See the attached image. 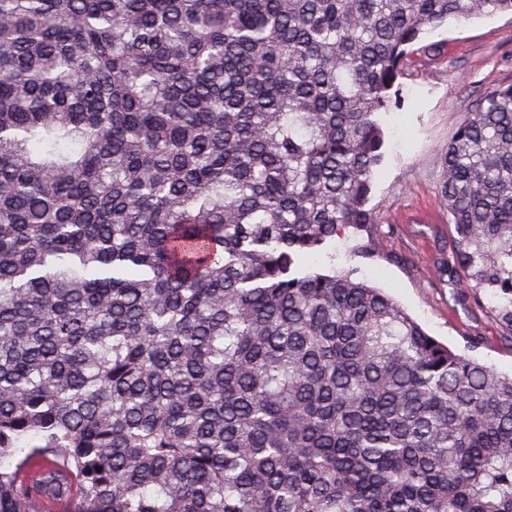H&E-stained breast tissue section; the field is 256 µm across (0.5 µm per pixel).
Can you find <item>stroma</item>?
Listing matches in <instances>:
<instances>
[{"label": "stroma", "instance_id": "35a3bbf8", "mask_svg": "<svg viewBox=\"0 0 512 512\" xmlns=\"http://www.w3.org/2000/svg\"><path fill=\"white\" fill-rule=\"evenodd\" d=\"M402 111L385 117V157L370 206L376 221L348 228L311 258L312 270L349 273L398 302L454 351L498 373H512V328L499 297L453 301L463 271L440 273L456 237L440 203V150L480 99L512 83V15L449 23L424 34L400 77Z\"/></svg>", "mask_w": 512, "mask_h": 512}]
</instances>
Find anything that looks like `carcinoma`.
Returning a JSON list of instances; mask_svg holds the SVG:
<instances>
[{
    "label": "carcinoma",
    "instance_id": "carcinoma-1",
    "mask_svg": "<svg viewBox=\"0 0 512 512\" xmlns=\"http://www.w3.org/2000/svg\"><path fill=\"white\" fill-rule=\"evenodd\" d=\"M512 0H0V512H512V376L349 274L422 36ZM512 326V84L441 151Z\"/></svg>",
    "mask_w": 512,
    "mask_h": 512
}]
</instances>
